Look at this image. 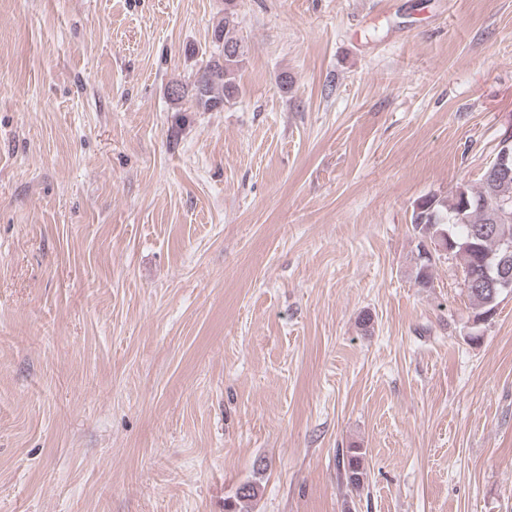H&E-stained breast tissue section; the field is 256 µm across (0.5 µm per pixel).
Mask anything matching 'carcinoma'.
<instances>
[{
  "mask_svg": "<svg viewBox=\"0 0 512 512\" xmlns=\"http://www.w3.org/2000/svg\"><path fill=\"white\" fill-rule=\"evenodd\" d=\"M213 38L219 53L210 56L190 83H180L177 92L168 94L177 105L175 111H181L179 104L187 100L199 112H218L238 94L237 73L247 48L237 35L234 10L224 9V18L213 27ZM411 227L418 239L415 284L422 289L433 287V267L441 255L427 256L426 247L446 233V259L460 264L464 290L477 307L476 320L491 319L501 294L496 288L472 286L469 281L483 274L485 257L499 259L512 244V175L502 176L487 169L475 191L463 186L449 200L437 195L420 198L413 207ZM342 467L346 484L356 491L363 490L368 473L360 449H348ZM259 492V485L253 481L240 484L234 496L224 500V512H246Z\"/></svg>",
  "mask_w": 512,
  "mask_h": 512,
  "instance_id": "1",
  "label": "carcinoma"
}]
</instances>
